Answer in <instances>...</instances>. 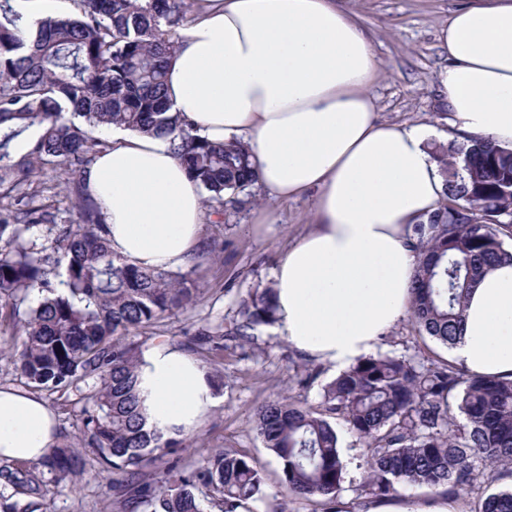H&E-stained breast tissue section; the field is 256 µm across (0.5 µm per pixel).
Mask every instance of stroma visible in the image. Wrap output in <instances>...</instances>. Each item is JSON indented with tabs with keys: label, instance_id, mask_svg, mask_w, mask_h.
<instances>
[{
	"label": "stroma",
	"instance_id": "1",
	"mask_svg": "<svg viewBox=\"0 0 512 512\" xmlns=\"http://www.w3.org/2000/svg\"><path fill=\"white\" fill-rule=\"evenodd\" d=\"M462 0H345L367 31L379 63L371 88L381 119L396 124L427 125L446 135L453 120L441 103L438 75L448 65V52L439 30ZM257 202L238 211L227 210L206 219L201 239L216 247L215 260L197 268L196 305L165 317L150 327V341L165 340L183 347L199 329L219 335L240 305L254 290L272 286L273 272L287 248L310 227L313 198L277 202L257 193ZM382 355L409 354L419 359L447 358L448 349L433 338L418 334L411 317L392 327L376 348ZM210 376L218 405L189 437L192 449L180 453L182 467L203 465L214 448L246 452L266 468L262 500L254 512H268L283 490L277 464L269 456L255 429V413L268 399L289 396L315 407L324 386L337 375L332 366L307 359L274 327L259 331L256 344L225 341L223 349L198 355ZM43 399L60 421L58 446L81 450L93 465L78 486L69 481L49 482V512H112V470L82 448L84 400L77 391L43 392ZM340 453L345 464L342 499L350 501L366 470V449L346 427H339Z\"/></svg>",
	"mask_w": 512,
	"mask_h": 512
}]
</instances>
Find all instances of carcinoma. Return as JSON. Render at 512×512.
I'll list each match as a JSON object with an SVG mask.
<instances>
[{
  "mask_svg": "<svg viewBox=\"0 0 512 512\" xmlns=\"http://www.w3.org/2000/svg\"><path fill=\"white\" fill-rule=\"evenodd\" d=\"M72 2L74 18L45 17L27 29L0 21V239L17 240L21 224L58 223L60 209L36 204L31 190L47 169L60 172L67 211L77 216L76 224L55 229L49 253L22 244L0 253L1 316L16 314L30 292L43 293L23 322L17 367L48 392L89 387L82 442L120 475L114 489L121 507L204 512L205 498L218 512H253L264 473L244 452L215 451L195 471L146 474L185 440L148 425L137 388L142 349L126 337L191 308L198 288L188 272L144 268L114 253L82 178L105 147L94 133L119 125L175 142L188 174L210 193L208 206L237 209L239 194L254 183L251 151L240 141L199 137L167 102L168 62L189 23L188 0ZM21 136L24 151H12ZM431 150L444 190L437 211L414 226L418 265L409 312L419 332L449 347L461 335L465 300L481 273L512 261V149L435 140ZM59 268L56 285L51 275ZM275 322L267 287L224 335L201 330L190 344L217 350L224 336L249 342ZM337 421L367 446V475L347 507ZM254 423L286 489L270 512H287L286 502L298 499L311 502V512H362L410 487L455 501L474 493L472 512H512V488L484 487L512 475V380L467 377L449 360L363 356L324 388L320 410L277 398L258 408ZM86 465L62 448L29 467L0 465V512H47L39 468L67 477Z\"/></svg>",
  "mask_w": 512,
  "mask_h": 512,
  "instance_id": "obj_1",
  "label": "carcinoma"
}]
</instances>
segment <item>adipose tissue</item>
<instances>
[{"instance_id":"1","label":"adipose tissue","mask_w":512,"mask_h":512,"mask_svg":"<svg viewBox=\"0 0 512 512\" xmlns=\"http://www.w3.org/2000/svg\"><path fill=\"white\" fill-rule=\"evenodd\" d=\"M449 140L512 148V0H466L442 28ZM378 61L340 0H196L165 92L210 141L243 140L256 186L314 196V222L273 274L276 328L303 356L344 369L409 311L413 227L438 208L443 177L425 125L382 120L370 87ZM85 170L112 250L147 267L184 265L200 244V188L169 141L111 129ZM448 350L474 376L512 379V263L485 271ZM138 389L149 423L190 432L218 398L204 367L165 341L148 345ZM59 436L36 394L0 386V459L40 462Z\"/></svg>"}]
</instances>
